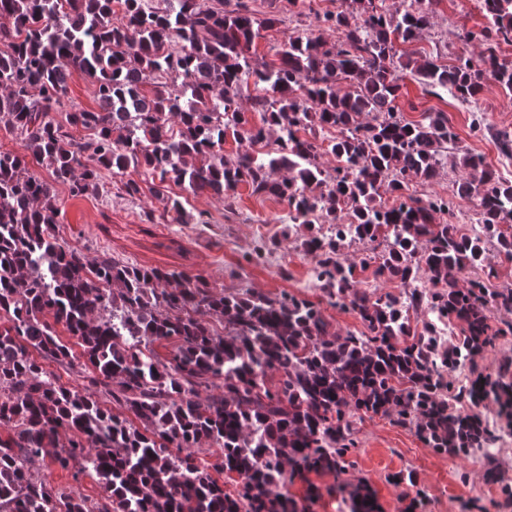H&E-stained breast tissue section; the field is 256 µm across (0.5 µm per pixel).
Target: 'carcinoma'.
<instances>
[{"instance_id":"1","label":"carcinoma","mask_w":512,"mask_h":512,"mask_svg":"<svg viewBox=\"0 0 512 512\" xmlns=\"http://www.w3.org/2000/svg\"><path fill=\"white\" fill-rule=\"evenodd\" d=\"M218 2L0 0V122L24 150L0 152V512H301L281 489L301 470L348 471L364 415L461 455L486 450L485 403L512 417V385L448 381L504 335L488 312L512 309V288L492 283V258L512 263V180L462 152L451 195L409 194L412 179L447 175L458 135L444 112L408 120L397 106L405 73L462 104L492 84L512 97V0H480L486 24L456 38L481 51L448 64L413 49L431 25L425 0H341L318 16L336 41L295 29L262 65L254 49L280 19ZM74 71L96 108L65 109ZM130 168L157 194L173 182L277 198L281 223L305 226L316 285L363 330L330 331L295 294L216 292L201 275L69 247L55 185L87 197L102 171ZM457 197L475 202L478 229L444 219ZM352 245L359 268L343 259ZM420 309L435 320L412 321ZM436 320L459 325L455 341ZM161 340L174 346L165 360L151 348ZM52 363L82 383L63 385ZM213 448L210 466L199 454ZM38 463L95 475L103 496L53 489ZM348 495L349 512H377L368 485Z\"/></svg>"}]
</instances>
